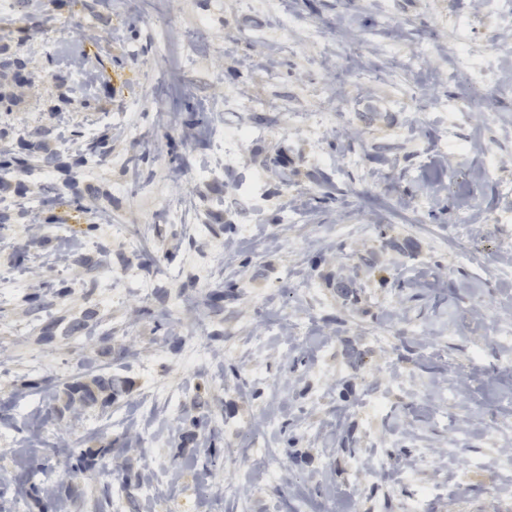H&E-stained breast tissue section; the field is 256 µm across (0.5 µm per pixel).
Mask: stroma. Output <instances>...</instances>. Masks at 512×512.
<instances>
[{
    "mask_svg": "<svg viewBox=\"0 0 512 512\" xmlns=\"http://www.w3.org/2000/svg\"><path fill=\"white\" fill-rule=\"evenodd\" d=\"M480 0H10L0 61V512L512 505V26ZM500 90L452 70L450 20ZM417 67H408V60ZM480 112L449 126L443 104ZM107 139L108 152L87 154ZM500 161L486 166L488 153ZM81 193L89 210L68 207ZM25 250L24 262L15 254ZM225 298L212 306L210 294ZM88 316L43 343L44 320ZM127 348L103 352L102 335ZM129 389L72 423L54 389ZM379 411H372V404ZM99 455L67 473L63 449Z\"/></svg>",
    "mask_w": 512,
    "mask_h": 512,
    "instance_id": "1",
    "label": "stroma"
}]
</instances>
